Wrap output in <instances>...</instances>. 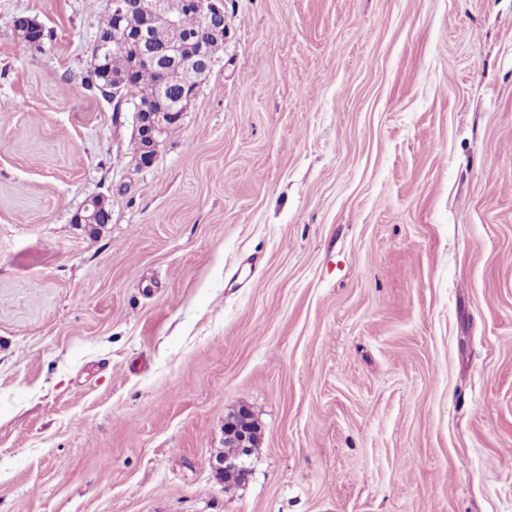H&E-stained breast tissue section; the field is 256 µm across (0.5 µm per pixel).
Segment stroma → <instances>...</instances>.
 I'll list each match as a JSON object with an SVG mask.
<instances>
[{
  "label": "stroma",
  "instance_id": "35a3bbf8",
  "mask_svg": "<svg viewBox=\"0 0 512 512\" xmlns=\"http://www.w3.org/2000/svg\"><path fill=\"white\" fill-rule=\"evenodd\" d=\"M107 10L0 0V512H512V0H224L148 168ZM224 438L229 439V441L236 445L235 448L224 447V455H235L238 452V448H242L243 453L241 457L224 459V456L220 454L211 460L210 465L217 475L224 477V479H230L234 478L243 468L245 455L249 448H251V440L248 437V433L243 431L233 419L225 421Z\"/></svg>",
  "mask_w": 512,
  "mask_h": 512
}]
</instances>
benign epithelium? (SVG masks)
<instances>
[{"label":"benign epithelium","instance_id":"obj_1","mask_svg":"<svg viewBox=\"0 0 512 512\" xmlns=\"http://www.w3.org/2000/svg\"><path fill=\"white\" fill-rule=\"evenodd\" d=\"M108 5L114 17L112 38L95 39L96 56H105L112 44L134 43L146 62H160L169 71L196 67L201 69L199 78L206 79L214 62V51L224 45V0H185L186 11L201 20V36L194 40L195 51L186 55L173 47H159L154 42L153 29L156 26L177 23L168 14L164 0H108ZM198 92L197 87L185 90L172 107L156 110L152 106L153 97L134 90L130 81L117 78L112 82L113 111L120 112L125 105L134 112L135 134L145 141V151L137 157L139 166H152L167 127L179 122ZM100 202L99 197L89 198L80 210V222L97 223ZM224 437L245 453L251 448L248 433L232 419L225 421ZM243 463L242 456L226 459L220 454L211 460L210 465L217 475L230 479L239 473Z\"/></svg>","mask_w":512,"mask_h":512}]
</instances>
